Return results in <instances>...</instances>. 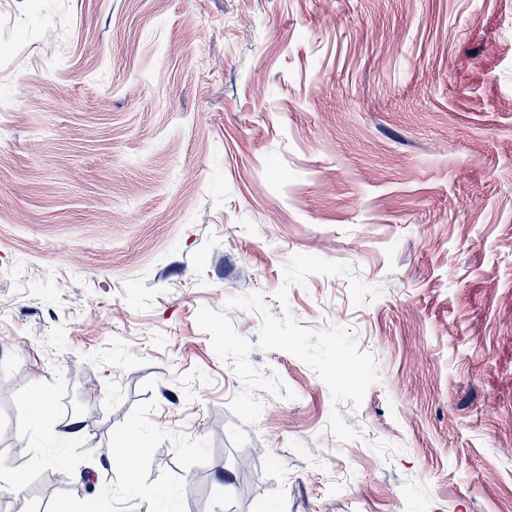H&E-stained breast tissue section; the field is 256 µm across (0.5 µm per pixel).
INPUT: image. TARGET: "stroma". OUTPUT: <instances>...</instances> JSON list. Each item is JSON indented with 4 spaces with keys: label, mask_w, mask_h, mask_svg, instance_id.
I'll return each mask as SVG.
<instances>
[{
    "label": "stroma",
    "mask_w": 512,
    "mask_h": 512,
    "mask_svg": "<svg viewBox=\"0 0 512 512\" xmlns=\"http://www.w3.org/2000/svg\"><path fill=\"white\" fill-rule=\"evenodd\" d=\"M1 42L0 475L26 512H512V0H0ZM297 253L382 290L289 289L377 359L350 441L282 351L249 359L294 399L242 424L196 323L252 292L281 315ZM47 405L43 401H38L35 405L36 413L42 422L48 426L52 436L60 442H72L83 438L86 434V426L81 418H71L67 422H50L48 419Z\"/></svg>",
    "instance_id": "stroma-1"
}]
</instances>
